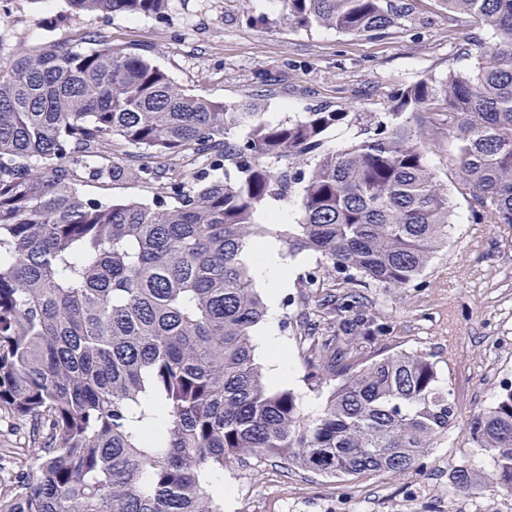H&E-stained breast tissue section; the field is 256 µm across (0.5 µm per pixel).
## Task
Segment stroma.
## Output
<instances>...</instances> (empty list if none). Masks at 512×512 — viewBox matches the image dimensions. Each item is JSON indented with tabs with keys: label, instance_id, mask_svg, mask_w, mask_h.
<instances>
[{
	"label": "stroma",
	"instance_id": "1",
	"mask_svg": "<svg viewBox=\"0 0 512 512\" xmlns=\"http://www.w3.org/2000/svg\"><path fill=\"white\" fill-rule=\"evenodd\" d=\"M284 0H172L165 22L132 19L122 13H75L66 0H16L0 24V51L33 48L48 34L44 16L63 22L56 37L76 39L90 31L112 36L116 46L147 47L170 77L192 92L224 101L265 95V116L294 117L316 104L341 112L379 117L398 88L418 79L442 77L474 64L473 41L492 46L491 30L464 15L448 16L438 0H413L400 25L380 36H357L332 29H297L283 20ZM83 192L104 201H151L150 183L87 182ZM454 216L443 247L411 287L337 288L352 294L354 309L382 327L360 357L395 351L433 355L458 407L447 438L420 457L405 474L327 478L272 460L248 458L225 467L217 492L224 512H512V494L482 485L455 491L449 477L457 466L489 464L486 451L472 447L470 417L512 386V226L474 223L470 199L454 194ZM280 258L289 284L277 297L278 334L290 374L283 387L299 396L308 417L321 413L326 394L305 382V352L295 334L316 298H302L295 281L317 256Z\"/></svg>",
	"mask_w": 512,
	"mask_h": 512
}]
</instances>
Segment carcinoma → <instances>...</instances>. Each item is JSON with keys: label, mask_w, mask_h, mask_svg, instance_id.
I'll return each instance as SVG.
<instances>
[{"label": "carcinoma", "mask_w": 512, "mask_h": 512, "mask_svg": "<svg viewBox=\"0 0 512 512\" xmlns=\"http://www.w3.org/2000/svg\"><path fill=\"white\" fill-rule=\"evenodd\" d=\"M67 2L164 21L171 0ZM440 2L494 44H476L467 71L395 91L373 127L328 105L267 120L261 97L191 93L146 48L100 31L49 38L0 66V412L30 425L24 459L0 448L10 472L0 512H223L212 487L233 461L397 477L448 436L457 407L436 362L403 351L350 361L379 326L330 293L300 337L308 384L329 388L322 413L310 420L294 391L272 388L252 344L265 304L243 259L273 235L293 257H323L298 279L306 294L356 273L407 287L452 224L427 161L439 130L473 218L512 224V0ZM410 11L399 0H286L284 20L375 36ZM345 120L357 127L349 145L323 148ZM117 145L139 154L117 164ZM175 157L208 167L168 177ZM88 177L158 187L149 203L108 204L79 190ZM295 192L296 223L258 222ZM469 434L490 471L463 467L454 488L488 481L511 493V389L472 415Z\"/></svg>", "instance_id": "carcinoma-1"}]
</instances>
